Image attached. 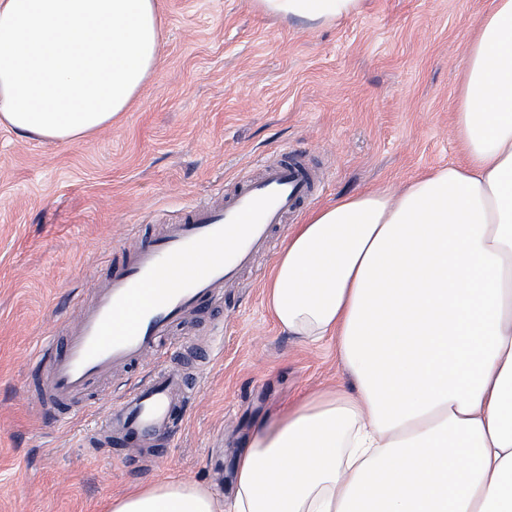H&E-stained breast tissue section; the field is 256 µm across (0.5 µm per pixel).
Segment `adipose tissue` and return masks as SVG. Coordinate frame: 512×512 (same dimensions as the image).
Here are the masks:
<instances>
[{"label":"adipose tissue","instance_id":"ef3b65f1","mask_svg":"<svg viewBox=\"0 0 512 512\" xmlns=\"http://www.w3.org/2000/svg\"><path fill=\"white\" fill-rule=\"evenodd\" d=\"M364 0H254L313 31ZM156 0H0V126L55 144L110 127L160 66ZM465 156L307 214L267 288L282 332L336 340L349 391L256 425L225 499L171 479L107 512H512V0L460 61Z\"/></svg>","mask_w":512,"mask_h":512}]
</instances>
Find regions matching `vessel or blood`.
<instances>
[{"mask_svg": "<svg viewBox=\"0 0 512 512\" xmlns=\"http://www.w3.org/2000/svg\"><path fill=\"white\" fill-rule=\"evenodd\" d=\"M315 175L301 160L264 163L220 203L192 207L162 235L126 230L109 281L94 292L47 384L59 401L84 393L110 370L142 365L148 350L173 335L183 317L214 302L265 250L286 214L312 195ZM195 383L176 367L154 365L98 418L99 431L150 443L171 432Z\"/></svg>", "mask_w": 512, "mask_h": 512, "instance_id": "vessel-or-blood-1", "label": "vessel or blood"}]
</instances>
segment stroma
Masks as SVG:
<instances>
[{
    "mask_svg": "<svg viewBox=\"0 0 512 512\" xmlns=\"http://www.w3.org/2000/svg\"><path fill=\"white\" fill-rule=\"evenodd\" d=\"M485 3L365 0L358 16L311 33L252 0H158L159 72L112 127L53 145L0 128V512H106L112 497L169 479L228 494L257 421L348 386L335 339L306 344L277 327L268 252L183 320L212 361L196 370L201 400L167 445L124 451L97 433L127 370L62 406L45 388L51 357L33 373L26 361L107 282L123 226L152 238L280 154L321 174L292 225L344 195L463 161L460 58Z\"/></svg>",
    "mask_w": 512,
    "mask_h": 512,
    "instance_id": "35a3bbf8",
    "label": "stroma"
}]
</instances>
